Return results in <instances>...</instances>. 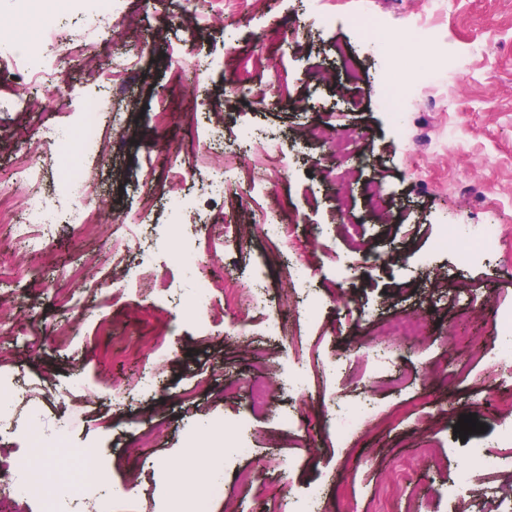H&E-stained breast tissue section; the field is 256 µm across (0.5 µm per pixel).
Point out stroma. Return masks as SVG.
Returning <instances> with one entry per match:
<instances>
[{"mask_svg":"<svg viewBox=\"0 0 512 512\" xmlns=\"http://www.w3.org/2000/svg\"><path fill=\"white\" fill-rule=\"evenodd\" d=\"M306 0H268L254 12L233 0H206L202 26L189 38L179 22L177 0H124L112 18L109 52L127 53L140 37L139 76L123 101L116 122L122 139L107 158L72 141L67 160L80 166L108 197L112 228L144 216L146 229L131 251L132 262L149 261L166 273L169 285L151 292L115 293L119 270H107L90 310L59 306L54 295L73 286L71 272L91 262L104 264L111 236L85 237L77 224L53 228L48 248L55 260L35 276L0 282L12 303L0 309L6 320L0 336V379L39 389L43 433L67 425V447L32 446L14 435L10 447L45 480H71L69 461L83 448L106 468L104 492L131 485L127 497L113 496L111 512H168L177 492L205 494L211 458L189 450V430L207 427L209 449L233 446L240 423H247L252 451L235 459L223 476L224 494L208 501V512H288L289 501L309 486L323 485L325 512H378V495L398 486V512H455L440 490L460 485L472 472L470 451L502 452L504 444L493 405L512 398V353L490 333L502 309L512 307V268L503 255L490 254L463 266L460 240L449 239L442 252L432 241L450 224H494L512 243V0H370L371 11L387 22L377 44L358 33L354 0H331V26L307 25ZM439 18L430 32L402 44L399 83L416 87L403 104L420 130L434 129L430 148L406 151L390 115L376 101L385 92L384 60L377 47L395 41L401 25L424 18L429 8ZM300 24L301 37L290 43L274 28L277 19ZM494 35L491 58L474 53L476 42ZM218 60L199 79L178 76L181 62ZM58 94L42 112L0 113V192L11 186L15 152L45 127L66 129L83 103L80 68L59 75ZM166 104L157 115V100ZM221 121L222 141L234 154L226 179L238 196L230 200L204 192L209 169L203 162ZM254 139L239 140L241 124ZM322 123L354 131L351 155L356 165L336 157L329 144L304 136ZM279 140L287 153V181L253 187L247 161L264 142ZM153 171L155 182L142 177ZM182 174V195L190 210L172 229L160 183L167 171ZM376 186L382 206L368 207L363 192ZM284 206L300 226L326 224L327 237L310 253L313 274L293 284L287 268L295 256L270 245L250 226L253 204ZM360 226L355 238L341 229L344 219ZM190 239L214 244L222 288L211 295L224 311L223 322L200 325L187 304L192 281L174 260L179 244ZM377 256V264L338 275L336 259ZM266 262L260 283L269 306L287 298L285 334L264 335L263 314L236 319L230 291L250 277L254 260ZM325 300L320 316H310V296ZM475 304L462 318L467 298ZM414 315L426 327L422 336H381L377 325ZM70 324L72 345L55 342L59 324ZM321 358H336L333 373L316 371L310 348ZM388 349V363L375 361ZM168 366L156 388L140 393L139 381L155 359ZM300 370L305 390L288 394L280 387L284 368ZM82 375L86 389H68L71 375ZM271 394L269 411L245 410L253 383ZM333 413L363 417L356 443L333 430L309 427V419ZM475 414L484 433L454 436L460 415ZM164 425L150 448L131 447L141 429ZM409 481L397 485L399 471ZM137 483H130V476ZM285 487L286 497L258 499L256 476ZM474 512H496L512 502V469L460 485Z\"/></svg>","mask_w":512,"mask_h":512,"instance_id":"obj_1","label":"stroma"}]
</instances>
